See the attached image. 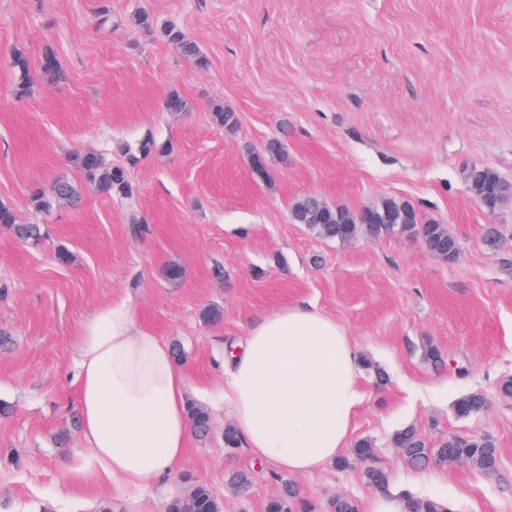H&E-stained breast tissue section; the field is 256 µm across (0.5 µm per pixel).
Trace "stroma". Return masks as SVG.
I'll use <instances>...</instances> for the list:
<instances>
[{"label": "stroma", "mask_w": 512, "mask_h": 512, "mask_svg": "<svg viewBox=\"0 0 512 512\" xmlns=\"http://www.w3.org/2000/svg\"><path fill=\"white\" fill-rule=\"evenodd\" d=\"M142 11L186 31L206 68L138 26ZM17 47L33 62L53 48L62 77L17 96ZM174 91L187 111L164 110ZM217 105L236 113L234 130L214 124ZM148 134L166 150L131 167L148 220L135 239L75 156L123 165ZM273 140L283 152L262 181L249 158ZM475 167L512 181V0H0V202L46 231L22 245L0 230V512H162L197 484L223 512H266L287 484L288 512H331L339 496L370 512L378 492L363 463L292 474L224 444L230 413L211 395L228 343L299 301L335 317L360 351L365 401L349 442H372L388 495L512 512V398L496 391L512 378V207L476 203ZM58 177L79 205L33 210L32 192ZM308 194L354 211L406 200L447 225L459 255L399 234L320 238L291 220ZM490 224L494 251L483 244ZM124 298L139 324L180 345L188 399L212 424L146 491H113L83 452L76 341L95 310ZM210 306L219 321H203ZM470 392L489 402L458 416ZM407 426L431 449L493 437L496 473L413 468L394 443ZM241 472L246 496L230 484Z\"/></svg>", "instance_id": "stroma-1"}]
</instances>
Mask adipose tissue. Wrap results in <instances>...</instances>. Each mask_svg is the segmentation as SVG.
I'll list each match as a JSON object with an SVG mask.
<instances>
[{"instance_id":"ef3b65f1","label":"adipose tissue","mask_w":512,"mask_h":512,"mask_svg":"<svg viewBox=\"0 0 512 512\" xmlns=\"http://www.w3.org/2000/svg\"><path fill=\"white\" fill-rule=\"evenodd\" d=\"M78 405L88 452L113 483L146 489L182 462L187 379L170 344L129 302L97 309L77 339ZM358 352L335 318L301 301L258 318L224 359L218 394L240 444L279 470L306 473L346 447L363 401Z\"/></svg>"}]
</instances>
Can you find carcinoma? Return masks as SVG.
Wrapping results in <instances>:
<instances>
[{"label":"carcinoma","mask_w":512,"mask_h":512,"mask_svg":"<svg viewBox=\"0 0 512 512\" xmlns=\"http://www.w3.org/2000/svg\"><path fill=\"white\" fill-rule=\"evenodd\" d=\"M163 35L183 58L200 68L207 65L196 43L180 28L169 24L163 29ZM11 66L20 73L17 93L22 95L32 81L30 62L23 49H13ZM38 69L43 74L62 76L57 56L50 49L45 50L40 57ZM162 151L163 145L148 134L139 141L136 151L130 154L129 161L135 164ZM76 164L83 180L94 183L103 195L124 208L125 223L128 224L130 234L134 237L142 235L146 230L147 220L139 208V189L131 179L128 168L124 165L108 166L100 154L93 151L78 155ZM63 198L73 202L77 199V192L68 180L61 178L53 181L49 187L36 191L31 204L37 211H48ZM373 209L376 223L371 225V235L374 238L398 231L444 258L459 251L456 239L444 225L423 221L408 202L388 198L373 206ZM291 217L293 223L305 224L319 237L327 240L344 241L353 231L349 210L336 209L314 197L300 199L293 207ZM0 227L21 241L35 242L41 237L40 225L20 221L13 208L4 203H0ZM486 404L483 394L473 392L459 398L455 403V410L459 416L468 417L482 411ZM189 419L197 435L204 436L209 432L210 415L205 409L196 405L190 406ZM394 441L402 449L406 461L414 467H423L431 460L439 465L463 460L489 475L497 470L498 450L495 441L490 437H450L431 452L420 433L413 427H406L395 434ZM365 478L378 491H385L388 475L383 468L369 466L365 471ZM192 494L193 501L190 506L186 507L182 499L174 498L164 505V512H222L219 501L205 486H194ZM403 502L404 512H447V507L434 499L405 496Z\"/></svg>","instance_id":"obj_1"}]
</instances>
